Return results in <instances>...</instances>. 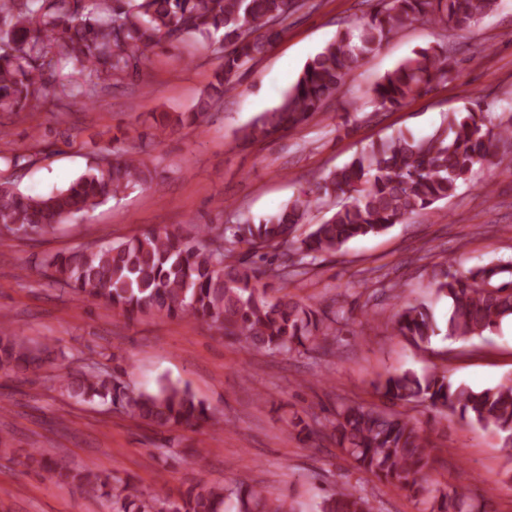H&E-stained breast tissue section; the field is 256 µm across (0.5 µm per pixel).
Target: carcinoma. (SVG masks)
Here are the masks:
<instances>
[{
  "instance_id": "1",
  "label": "carcinoma",
  "mask_w": 512,
  "mask_h": 512,
  "mask_svg": "<svg viewBox=\"0 0 512 512\" xmlns=\"http://www.w3.org/2000/svg\"><path fill=\"white\" fill-rule=\"evenodd\" d=\"M496 0H378L363 23L336 33L310 59L280 103L239 130L245 143L308 124L336 95L365 58L407 25L423 22L469 27ZM304 0H0V112L36 108L57 97L46 68L50 57L79 67L86 85L73 101L86 104L97 81H119L166 43L186 36L216 40L222 62L190 112L162 113L153 138L174 127L202 124L214 102L236 90L237 75L249 69L288 28ZM451 78L448 47H422L386 72L373 86L375 111L392 110ZM498 123L475 112H450L446 124L415 138L398 133L366 145L343 167L297 195L277 213L235 226L185 224L107 244H89L41 261L49 280L79 301L102 303L130 319L204 321L236 342L272 353L327 350L335 329L320 308L303 304L281 288L258 287L257 270L235 255L236 246L275 249L287 244L304 258L334 253L352 240L383 233L412 215L455 194L474 164L494 163L496 143H512V105ZM32 143L0 158L23 169ZM156 170L134 152L107 145L87 170L66 187L27 194L13 180L0 182V237L32 240L87 214L112 198L155 183ZM351 204L336 210L304 236L311 210L331 198ZM444 262L436 279L438 296L448 299V337H482L512 321V259H494L465 272ZM395 328L416 345L437 336L431 308L407 302ZM48 345L36 346L17 333L8 314L0 325V371L35 372L53 363ZM69 397L99 401L164 434L198 427L212 419L205 402L186 386L161 380L151 391H133L99 363L59 376ZM392 402L426 401L436 411L492 429L512 449V382L474 389L446 372H395L374 384ZM329 437L358 471L422 497L430 512H473L467 486L441 487L427 479L433 446L424 431L402 414L378 406L349 404L328 421ZM38 464L54 478L101 492L112 512H296L286 494H273L246 476L227 488L198 482L175 498L146 495L132 479L110 481L73 469L63 459ZM319 512H372L366 496L343 484L327 492Z\"/></svg>"
}]
</instances>
